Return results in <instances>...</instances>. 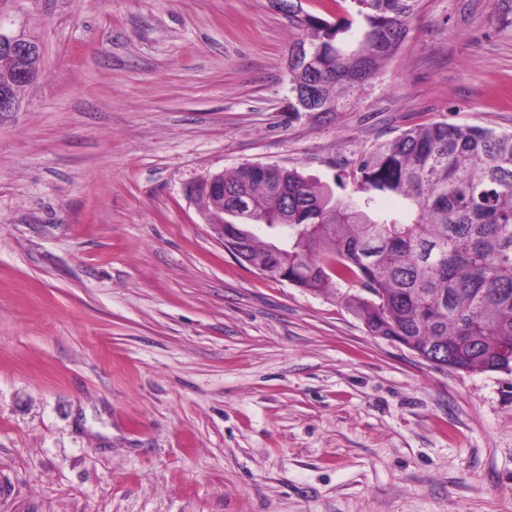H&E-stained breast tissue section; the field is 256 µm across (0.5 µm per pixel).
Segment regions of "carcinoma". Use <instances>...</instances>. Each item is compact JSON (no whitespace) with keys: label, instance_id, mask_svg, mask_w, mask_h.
I'll return each mask as SVG.
<instances>
[{"label":"carcinoma","instance_id":"1","mask_svg":"<svg viewBox=\"0 0 512 512\" xmlns=\"http://www.w3.org/2000/svg\"><path fill=\"white\" fill-rule=\"evenodd\" d=\"M363 24L301 14L299 42L319 68L295 69L290 86L315 83L329 111L375 78L399 47L419 0H352ZM15 60L0 53V88L17 94ZM352 192L296 169L243 165L224 175V223L262 224L287 243L288 275L312 293L359 287L344 302L374 336L413 351L439 347L440 368L512 372V133L446 121L418 125L353 162ZM247 211H233L234 202ZM269 241L250 235V258Z\"/></svg>","mask_w":512,"mask_h":512}]
</instances>
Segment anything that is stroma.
Segmentation results:
<instances>
[{
	"label": "stroma",
	"mask_w": 512,
	"mask_h": 512,
	"mask_svg": "<svg viewBox=\"0 0 512 512\" xmlns=\"http://www.w3.org/2000/svg\"><path fill=\"white\" fill-rule=\"evenodd\" d=\"M0 512H512V373L440 370L224 250L187 189L332 186L402 131L512 133V0H420L342 111L293 118L275 0H6ZM9 52L15 59L20 58L22 60H28L29 66H22L19 69L17 79L15 80V70L17 64L15 60L8 56L0 53V88L5 87L12 92L17 98V93L22 86L33 81L34 73L39 72L41 64V47L39 43L33 39L27 38L20 34H15L5 25L4 15L0 14V52ZM38 55V56H37ZM40 55V56H39ZM29 68L31 70H29ZM25 83V84H21ZM17 100L11 97L9 91L5 89L0 90V111L11 112L15 109Z\"/></svg>",
	"instance_id": "35a3bbf8"
}]
</instances>
